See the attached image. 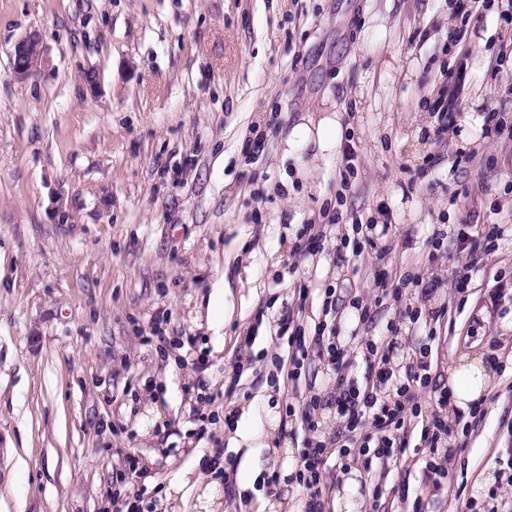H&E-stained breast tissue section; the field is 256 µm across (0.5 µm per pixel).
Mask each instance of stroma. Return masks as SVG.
<instances>
[{"label": "stroma", "mask_w": 512, "mask_h": 512, "mask_svg": "<svg viewBox=\"0 0 512 512\" xmlns=\"http://www.w3.org/2000/svg\"><path fill=\"white\" fill-rule=\"evenodd\" d=\"M452 5L0 0V512H113L117 493L141 494L145 512H197L205 488L220 489L224 512H267L275 498L281 512H302L287 476L308 435L286 429L284 400L331 384L309 359L285 393L280 319L293 312L313 334L331 290L354 380L369 339L392 346L401 366L427 346L438 387L473 354L491 381L479 420L448 408L453 453L440 490L425 484L413 431L386 466L341 475L327 465L326 512H413L417 496L426 512H467L470 501L512 512V496L484 480L512 448V300L496 297L512 283V137L483 131L488 110L512 113V29L501 0L477 27ZM29 32L44 63L18 81L9 53ZM459 65L462 108L438 137L430 106ZM331 114L355 150L347 192L344 148L292 138ZM259 135L265 152L253 162L246 147ZM382 211L409 244L383 267L368 249L337 264L352 222ZM465 222L502 228L476 267L456 248ZM301 233L322 236L304 258L291 253ZM382 268L393 281L420 273L440 285L427 298L405 290L360 324L349 302H373ZM463 272L470 283L458 294ZM216 296L220 324L208 319ZM406 304L422 308L418 322L402 316ZM160 311L164 344L147 340ZM219 449L235 463L231 494L206 466ZM402 485L405 500L394 496Z\"/></svg>", "instance_id": "stroma-1"}]
</instances>
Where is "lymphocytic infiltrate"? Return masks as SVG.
Here are the masks:
<instances>
[{"mask_svg":"<svg viewBox=\"0 0 512 512\" xmlns=\"http://www.w3.org/2000/svg\"><path fill=\"white\" fill-rule=\"evenodd\" d=\"M288 345L292 356L285 369L287 380L299 379L304 360L312 353L325 359L331 368L334 393L330 403L343 423V433L338 437L337 465L340 471H347L352 461L360 462L369 470L405 452L407 426L419 417V393L429 384L430 365L427 361H417L415 367L403 374L392 363L391 349L365 342L361 353L371 386L363 389L344 372L350 352L338 341L335 324L321 323L310 336L295 331L289 336ZM320 403V398L313 395L301 403H290L285 407L286 421L299 423L310 434L299 453L295 476L305 500L303 512H324L321 470L327 462L328 446L326 441L316 438L317 424L313 418ZM449 403L448 390H440L436 399L438 410L422 427L420 435L426 452V469L443 476L448 473L446 411Z\"/></svg>","mask_w":512,"mask_h":512,"instance_id":"lymphocytic-infiltrate-1","label":"lymphocytic infiltrate"}]
</instances>
